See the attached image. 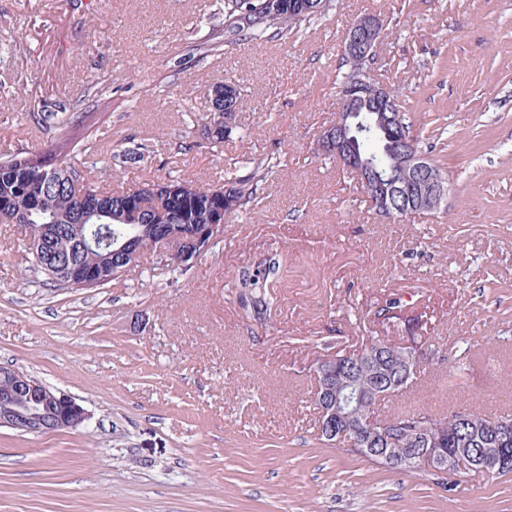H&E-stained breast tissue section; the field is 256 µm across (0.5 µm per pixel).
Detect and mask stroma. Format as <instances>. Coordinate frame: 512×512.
Masks as SVG:
<instances>
[{
	"mask_svg": "<svg viewBox=\"0 0 512 512\" xmlns=\"http://www.w3.org/2000/svg\"><path fill=\"white\" fill-rule=\"evenodd\" d=\"M363 15L386 23L376 81L448 180L439 213L380 215L316 149ZM223 27L224 0H0V158L49 148L54 125L32 111L79 103L97 149L72 163L115 191L165 176L220 184L280 162L260 207L226 215L223 238L185 272L150 246L117 281L58 288L20 229L0 224V366L89 413L53 433L0 428V512H512V475L446 492L319 440L309 372L323 347L405 336L402 321L373 316L400 293L431 315L434 357L378 416L512 414V0H333L288 38L201 53ZM227 80L248 105L210 145L209 90ZM132 142L144 159L115 161ZM272 252L287 254L288 280L260 319L241 309L236 279ZM453 342L473 354L456 378Z\"/></svg>",
	"mask_w": 512,
	"mask_h": 512,
	"instance_id": "1",
	"label": "stroma"
}]
</instances>
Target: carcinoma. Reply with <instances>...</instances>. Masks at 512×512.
I'll use <instances>...</instances> for the list:
<instances>
[{"instance_id": "1", "label": "carcinoma", "mask_w": 512, "mask_h": 512, "mask_svg": "<svg viewBox=\"0 0 512 512\" xmlns=\"http://www.w3.org/2000/svg\"><path fill=\"white\" fill-rule=\"evenodd\" d=\"M298 0H276L268 6V0H224V42L281 39L294 28L321 17L331 0H319L321 8L305 11L296 6ZM376 55L353 49L342 55L339 64L341 78L336 101L337 110L345 104L348 87L359 78L371 73ZM360 120L370 125L371 133L357 134L350 148L361 158L372 162L387 178L395 183L405 179L399 160L398 130L387 124L382 131L367 112ZM75 123L58 124L57 134L50 149L40 151L24 149L0 160V223L17 224L27 237L49 235L51 246L69 265H75L81 273L92 271L102 264V252H87L80 246L76 223L77 199L85 195V204L92 211L90 230H99L117 242H124L130 234L124 213L129 208L141 214V224H164L166 230L183 232L198 224H218L224 215L241 209H255L260 205L257 194L258 182L267 180L277 172L279 162L263 159L256 163L247 176H229L224 183L211 185L197 180L163 179L145 182L121 194L104 191L81 176L67 158L76 148L88 151L91 144L78 146L73 135ZM283 259L274 254L255 269L240 272L237 281L239 302L262 315L277 302L272 288L281 276ZM423 366L400 387L381 397H370L358 403L351 394V404L357 414L370 417L376 414L381 401L396 396L418 379ZM468 416L479 424L480 430L470 431L468 423L460 420L461 411H451L439 416L441 431L434 433L439 447L448 453L458 448L468 450V457L483 459L488 455L507 451L512 455V434L502 440L505 432L502 419L489 417L475 409L466 410ZM428 415L426 411L401 412L378 419L389 425L396 423L411 428L413 420Z\"/></svg>"}]
</instances>
